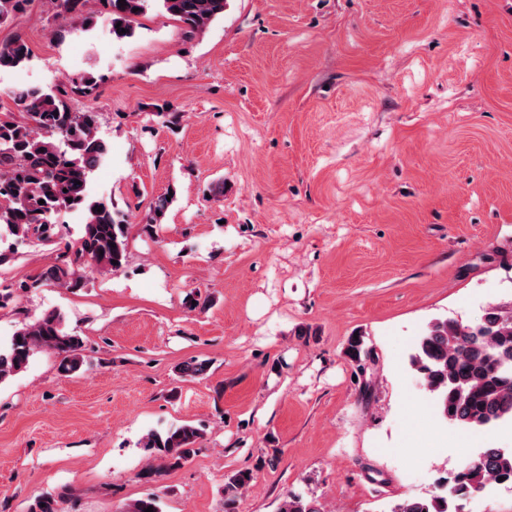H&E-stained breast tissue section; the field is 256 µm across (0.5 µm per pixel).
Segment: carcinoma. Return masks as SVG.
Listing matches in <instances>:
<instances>
[{
    "instance_id": "carcinoma-1",
    "label": "carcinoma",
    "mask_w": 512,
    "mask_h": 512,
    "mask_svg": "<svg viewBox=\"0 0 512 512\" xmlns=\"http://www.w3.org/2000/svg\"><path fill=\"white\" fill-rule=\"evenodd\" d=\"M32 0H0V23L27 10ZM105 0L103 20L118 40L134 35L136 18L151 10L160 11L195 36L224 15L226 0ZM90 0H56L60 13L82 19L88 26L96 18ZM31 49L16 36L0 45V71L21 67ZM98 78L86 73L72 81L70 89L58 85L39 88L24 86L12 92L17 113L0 117V241L13 236L46 243L55 235L58 215L81 211L85 222L80 234L21 291L56 284L63 288L82 287L91 272L121 271L129 254L130 225L120 219L113 203L91 193L94 171L108 152L98 133V112L88 106L77 112L69 105L68 93L91 97ZM72 202H67V199ZM169 198L160 197L147 216L143 229L153 231L165 213ZM83 338L66 330L57 311L18 328L8 343L0 344V383L16 376L30 358L41 351L58 359L57 372L70 377L83 364ZM347 353L358 365L372 356L363 339L349 341ZM410 364L430 395L437 417L465 430L488 429L512 422V309L489 307L475 324L457 320L431 321L416 345ZM204 361L185 362L177 367L179 377L204 376ZM202 438L198 428L183 423L164 432H149L142 441L149 455L165 469L179 468L196 453ZM238 472L224 483V503H229L252 482ZM512 481V448L488 445L468 457L444 478V493L408 497L391 512H456L466 501L488 486ZM162 512L160 496L148 494L121 508V512ZM27 512H58L57 500L47 493L34 499ZM278 512H321L316 500L294 492L280 502Z\"/></svg>"
}]
</instances>
